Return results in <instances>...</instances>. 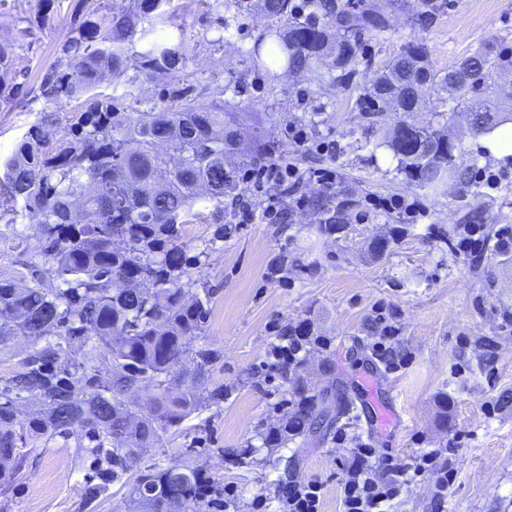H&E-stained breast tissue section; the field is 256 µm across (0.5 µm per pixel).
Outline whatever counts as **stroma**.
<instances>
[{
    "mask_svg": "<svg viewBox=\"0 0 512 512\" xmlns=\"http://www.w3.org/2000/svg\"><path fill=\"white\" fill-rule=\"evenodd\" d=\"M432 26L414 29L401 11L388 27L365 36L370 65L353 84L322 80L318 71L279 74L255 58L268 21L257 10L237 11L225 0H172L158 29L183 35L196 61L179 84L198 103H223L243 112L265 133L267 159L303 174L295 198L279 199L272 184L241 185L253 223L224 218V248L212 253L204 280L213 291L210 316L195 346L219 358L186 382L200 390L223 387L224 401L201 408L164 433L160 447L141 456L138 469L172 459L205 477L234 483L231 502H209L204 512H252L264 495L268 512L291 480L322 484V512H340L348 449L367 443L378 460L400 464L435 448L454 449L456 480L444 504L429 475L415 476L394 512H512V162L481 156L465 115L448 109V95L432 87L413 122L458 134L464 182L432 194L404 170L387 145L396 112L367 119L356 99L376 66L421 41L432 68L445 72L488 43L512 47V0H434ZM77 0H0V43L15 46L23 90L0 100V160L9 157L31 125L66 113L38 96L43 74L56 65L70 34ZM305 128L296 143L290 127ZM333 143L331 151L319 142ZM328 169L331 187L310 179ZM496 175L488 185V175ZM350 203L341 225L319 233L314 202L324 192ZM380 199H398L392 210ZM306 323L329 348H311L303 366L288 370L270 354L279 333ZM393 325L391 357L376 353L385 325ZM309 393L329 389L347 397L353 419L328 430L263 447L260 435L282 424L294 407L293 383ZM396 409L399 425L369 432L374 403ZM254 454H246L247 445ZM76 437L43 438L11 485V512H136L124 481L87 502V463Z\"/></svg>",
    "mask_w": 512,
    "mask_h": 512,
    "instance_id": "1",
    "label": "stroma"
}]
</instances>
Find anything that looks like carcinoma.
<instances>
[{"label": "carcinoma", "mask_w": 512, "mask_h": 512, "mask_svg": "<svg viewBox=\"0 0 512 512\" xmlns=\"http://www.w3.org/2000/svg\"><path fill=\"white\" fill-rule=\"evenodd\" d=\"M171 0H127L106 12L97 0H79L78 22L61 46L64 61L44 77L40 96L60 106L75 103L71 119L54 132L34 125L6 161L3 185L11 202L0 220L16 223V205L35 219L19 237L17 263L34 284L0 280V343L30 338L35 349L22 370L0 390V486L8 490L33 452L31 441L68 437L82 428L79 455L93 465L98 482L85 485L97 499L109 482L130 472L139 458L161 442V434L182 423L203 404L224 401V387L201 395L194 386L173 387L179 371H200L217 360L209 349L194 350L209 315L212 292L202 279L210 254L224 239L220 227L199 252L180 243V226L213 204L214 223H224V196L237 190L240 172L262 159L259 133L242 139L237 112L224 104L202 105L190 88L172 87L174 103L128 111L117 87L130 59L148 79L185 71L193 58L182 44L157 35L156 21ZM308 0V15L293 0H261L273 30L266 56L290 71L327 63L332 82L348 83L356 73L359 40L383 31L387 11L405 9L412 26L429 27L432 0ZM140 49L129 55L130 46ZM14 52L0 44V100L20 92ZM512 71V49L476 52L442 75L434 71L424 45L410 42L386 61L359 101L374 115L391 108L416 112L434 85L448 89V111L463 108L471 130L489 134L511 113L478 100L493 75ZM338 75H333V72ZM389 136L403 168L424 188L438 189L463 178L460 142L439 130H424L417 146ZM326 215L319 231L330 233L348 202L333 194L316 201ZM137 271L144 284L127 287L120 274ZM138 401H128L135 390ZM297 410L285 418L276 438L330 428L336 421L328 395L297 391ZM33 400L42 410L29 417L17 401ZM207 492L199 471L181 460L156 464L129 483V497L142 512H200Z\"/></svg>", "instance_id": "carcinoma-1"}]
</instances>
